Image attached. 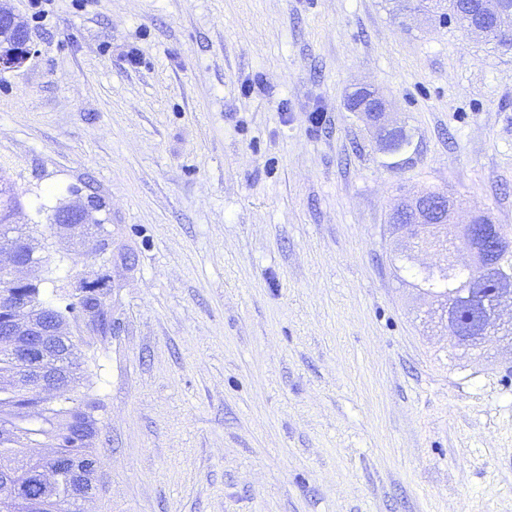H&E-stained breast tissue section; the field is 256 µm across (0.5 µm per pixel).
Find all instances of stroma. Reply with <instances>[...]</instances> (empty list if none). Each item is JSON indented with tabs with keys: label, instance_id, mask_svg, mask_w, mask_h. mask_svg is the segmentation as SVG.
Masks as SVG:
<instances>
[{
	"label": "stroma",
	"instance_id": "obj_1",
	"mask_svg": "<svg viewBox=\"0 0 512 512\" xmlns=\"http://www.w3.org/2000/svg\"><path fill=\"white\" fill-rule=\"evenodd\" d=\"M0 177L44 300L83 320L105 484L85 512H512V352L452 347L390 262L392 201L512 230V51L390 0H8ZM380 91L410 144L347 99ZM100 197L104 233L55 236ZM5 24L9 25L10 31L14 33L16 40L12 41L9 46L6 42L9 39L7 32L4 33V47L0 41V70H14L21 67L29 58L32 47L31 38L28 29L14 17L5 20ZM88 203H84L83 206L80 205V202H74L70 204L63 205L59 207V209L54 213L52 222L55 227L57 228H65L69 231L76 232L77 229H79L81 226L89 227L88 222V216L90 213V205L94 206L95 208L101 207L102 204L100 200L95 196L87 197ZM76 213L78 215V221L76 223H69L68 221L64 222L63 219L67 218L68 216H71L72 213ZM57 214L60 217V220L56 219ZM51 225V226H53ZM56 228V229H57ZM63 229V230H65ZM83 295L78 298L77 303H70L66 305L65 310L72 313L78 308L79 314L83 317L90 319V326L95 331H106L112 329L111 321L107 315L100 309L104 299L103 293L98 292L92 288H80ZM104 303V301H103Z\"/></svg>",
	"mask_w": 512,
	"mask_h": 512
}]
</instances>
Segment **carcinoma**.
<instances>
[{"instance_id": "1", "label": "carcinoma", "mask_w": 512, "mask_h": 512, "mask_svg": "<svg viewBox=\"0 0 512 512\" xmlns=\"http://www.w3.org/2000/svg\"><path fill=\"white\" fill-rule=\"evenodd\" d=\"M469 4L470 0H447V7L440 8V16L463 27L470 19ZM17 203L13 188L0 180V235L14 234L22 256L32 264L33 287L28 289V296L33 315L38 318L51 312L62 317L61 308L40 298L44 277L38 247L18 225L9 223ZM475 219L483 225L487 239L512 235L493 223L485 212L477 213ZM392 265L402 281L445 305L465 337L474 336L475 314L492 312L506 284H512V250L492 253L479 269L450 258L438 266L421 269L401 248L393 255ZM82 292L77 302L66 305L68 312L76 310L89 318L96 331L110 330L111 321L100 309L103 294L92 288ZM19 342V338L0 335V460L16 463V467L0 471V512H82L76 492L90 495V464L102 461L96 446L101 401L79 391L84 377L79 373L78 344L72 337L52 339L50 359L67 388V393L55 401L44 397L37 386L26 384V364L17 353ZM48 470L52 472L51 480L41 481L43 472ZM17 485L29 487L31 497H19L14 491Z\"/></svg>"}]
</instances>
